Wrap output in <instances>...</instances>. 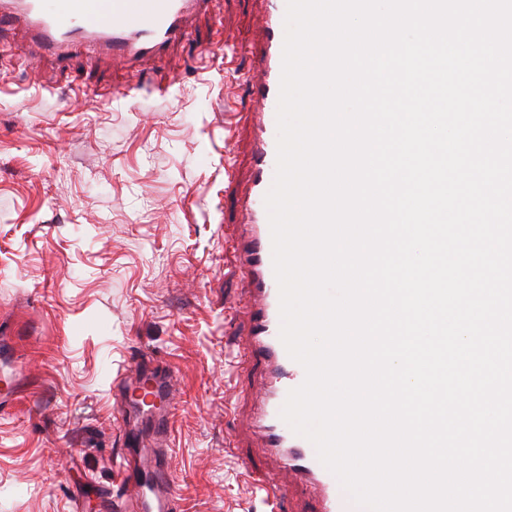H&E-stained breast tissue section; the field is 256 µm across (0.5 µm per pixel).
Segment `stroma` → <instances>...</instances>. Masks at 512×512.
Instances as JSON below:
<instances>
[{
  "label": "stroma",
  "mask_w": 512,
  "mask_h": 512,
  "mask_svg": "<svg viewBox=\"0 0 512 512\" xmlns=\"http://www.w3.org/2000/svg\"><path fill=\"white\" fill-rule=\"evenodd\" d=\"M262 12L212 0L192 41L138 72L0 40V359L20 383L0 405V512H109L113 383L140 354L175 375L183 512H267L238 465L271 467L249 426L248 294L224 255V161L249 178L255 109L230 49L259 43Z\"/></svg>",
  "instance_id": "obj_1"
}]
</instances>
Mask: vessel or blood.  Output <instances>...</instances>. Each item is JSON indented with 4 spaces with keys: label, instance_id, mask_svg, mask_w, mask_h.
I'll return each mask as SVG.
<instances>
[{
    "label": "vessel or blood",
    "instance_id": "vessel-or-blood-1",
    "mask_svg": "<svg viewBox=\"0 0 512 512\" xmlns=\"http://www.w3.org/2000/svg\"><path fill=\"white\" fill-rule=\"evenodd\" d=\"M209 0H0V29L24 28L37 52L67 63L79 51L103 54L136 67L156 60L192 34L191 20ZM287 0H264L262 45L253 56L251 91L254 114L252 171L236 198L239 222L230 252L249 291L247 357L262 367L264 383L255 397L252 426L278 463L256 470L241 460L244 475L264 491L273 512L305 500V512H362L321 463L314 445L282 420L290 390L305 380L304 368L283 345L279 287L273 269L271 229L265 206L277 160V107L282 74ZM173 374L167 366L141 363L131 383L122 384L125 404L115 426L120 433L118 465L127 486L125 512H179V497L165 461L171 440ZM153 421L142 434L138 419ZM291 475L277 480L278 469Z\"/></svg>",
    "mask_w": 512,
    "mask_h": 512
}]
</instances>
